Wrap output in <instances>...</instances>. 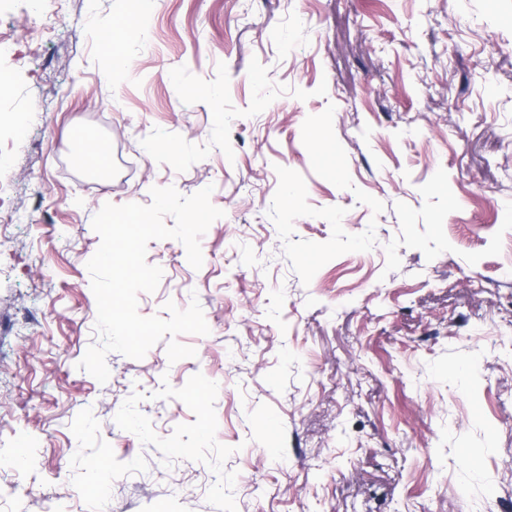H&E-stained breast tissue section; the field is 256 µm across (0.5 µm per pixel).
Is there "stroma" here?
Listing matches in <instances>:
<instances>
[{
    "instance_id": "obj_1",
    "label": "stroma",
    "mask_w": 512,
    "mask_h": 512,
    "mask_svg": "<svg viewBox=\"0 0 512 512\" xmlns=\"http://www.w3.org/2000/svg\"><path fill=\"white\" fill-rule=\"evenodd\" d=\"M132 8L0 0V512H505L512 0H155L110 61ZM168 186L224 215L138 312L210 332L99 383L92 219ZM128 22L114 23L102 29L98 34V41L105 57L116 60L120 57L126 39Z\"/></svg>"
}]
</instances>
